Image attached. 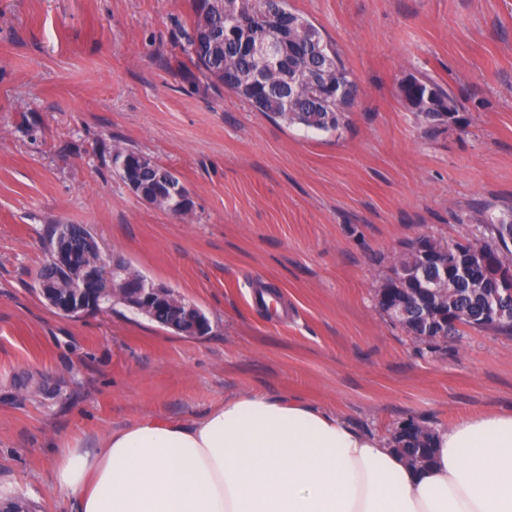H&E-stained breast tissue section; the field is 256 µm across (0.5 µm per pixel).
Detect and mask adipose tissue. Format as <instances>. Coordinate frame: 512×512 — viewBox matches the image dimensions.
Returning a JSON list of instances; mask_svg holds the SVG:
<instances>
[{
    "instance_id": "obj_1",
    "label": "adipose tissue",
    "mask_w": 512,
    "mask_h": 512,
    "mask_svg": "<svg viewBox=\"0 0 512 512\" xmlns=\"http://www.w3.org/2000/svg\"><path fill=\"white\" fill-rule=\"evenodd\" d=\"M433 448L412 467L332 410L242 393L65 447L53 488L76 512H512V412L461 416Z\"/></svg>"
}]
</instances>
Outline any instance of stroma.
Segmentation results:
<instances>
[{
    "label": "stroma",
    "instance_id": "1",
    "mask_svg": "<svg viewBox=\"0 0 512 512\" xmlns=\"http://www.w3.org/2000/svg\"><path fill=\"white\" fill-rule=\"evenodd\" d=\"M359 86L348 125L289 126L186 54L194 0H0V496L73 512L59 448L144 416L189 420L243 392L301 399L389 438L512 410V335L432 352L378 308L413 238L474 237L512 204V0H289ZM408 75L449 89L462 127L430 132ZM171 170L190 216L130 191L115 148ZM81 224L106 258L209 320L189 338L120 301L80 317L36 286L48 231ZM283 307L256 303L260 287ZM57 382L27 396L21 373Z\"/></svg>",
    "mask_w": 512,
    "mask_h": 512
}]
</instances>
